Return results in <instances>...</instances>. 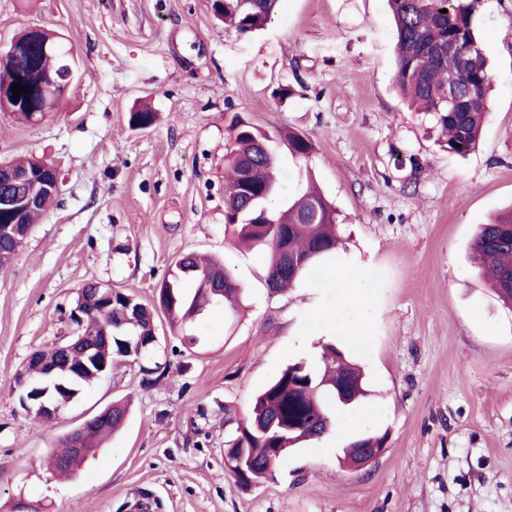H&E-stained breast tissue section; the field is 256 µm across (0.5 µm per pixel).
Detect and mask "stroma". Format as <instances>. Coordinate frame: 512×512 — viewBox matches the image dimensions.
Masks as SVG:
<instances>
[{"mask_svg":"<svg viewBox=\"0 0 512 512\" xmlns=\"http://www.w3.org/2000/svg\"><path fill=\"white\" fill-rule=\"evenodd\" d=\"M494 92L482 138L461 158L394 82L387 0H281L266 28L240 34L207 0H0V47L31 27L57 31L77 59L60 111L36 125L0 113V160L36 156L61 180L57 204L0 269V512L16 499L46 512H512V308L470 264L480 224L512 207V0L476 18ZM288 96H281V89ZM149 104L147 130L129 115ZM309 137L312 177L333 202L344 277L284 292L267 256L224 233V155L233 117ZM223 260L246 290L234 329L201 318L185 348L157 316L164 377L142 386L122 362L51 427L20 406L17 371L68 331L78 288L96 281L143 303L174 261ZM332 307L341 329L311 311ZM333 343L368 394L328 433L290 451L273 478L240 486L224 448L255 394L288 363ZM129 413L76 474L48 464L56 441L120 398ZM386 438L368 466H341L350 441Z\"/></svg>","mask_w":512,"mask_h":512,"instance_id":"stroma-1","label":"stroma"}]
</instances>
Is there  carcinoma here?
<instances>
[{
  "label": "carcinoma",
  "instance_id": "1",
  "mask_svg": "<svg viewBox=\"0 0 512 512\" xmlns=\"http://www.w3.org/2000/svg\"><path fill=\"white\" fill-rule=\"evenodd\" d=\"M482 0H388L396 29L395 83L419 112L431 114L446 133L448 152L460 157L476 148L489 108L492 78L482 52L476 13ZM280 0H224L222 22L245 34L263 29L278 11ZM13 52L0 58V112L9 113L23 124L35 125L46 114L59 110L63 97L59 83L68 67H74L71 48L45 29H27L12 39ZM455 50H448V45ZM457 88V103L448 106V81ZM28 87L14 100L12 85ZM156 114L147 108L131 113L129 123L148 129ZM230 149L225 155L224 224L242 243L269 253L266 283L270 291L281 292L313 274L324 273V265L338 245L337 212L315 184L311 172L301 165L311 158V139L293 130H260L236 116L230 124ZM288 151L295 172L294 187L287 190L281 164V149ZM35 176H50L56 170L31 157L11 162ZM250 184L245 192L233 193L242 175ZM28 186L8 180L0 182V200L27 194ZM60 191L43 194L26 212L24 222L33 225L57 202ZM23 240H0V269L8 267ZM469 260L482 273L489 287L512 305V208L495 215L480 226L469 252ZM104 286L94 281L78 291L75 307L83 309L80 334L96 356L137 358L153 348L155 314L162 313L173 330L190 325L206 309L224 312V324L233 328L239 317L244 288L229 276L224 266L204 261L193 253L180 257L164 278L150 305L120 289L112 291V315L103 313L97 295ZM122 325L112 331V346L100 342L108 325ZM71 362L89 368L81 371L67 390L54 393L63 407L92 382L101 380L98 368L77 351ZM344 392L351 404L364 396L362 374L333 345L325 347L321 365L311 367L295 362L282 369L254 398L248 418L238 421L236 433L226 442L225 465L241 486L258 485L272 476L288 452L310 438L319 437L332 426L329 406L336 393ZM127 409L112 403V418L101 416L66 433L62 450L53 461L69 460L59 469L69 473L84 460L72 455L76 440L93 455L102 441L125 420ZM383 436L358 438L344 453V464H354L360 448H382Z\"/></svg>",
  "mask_w": 512,
  "mask_h": 512
}]
</instances>
